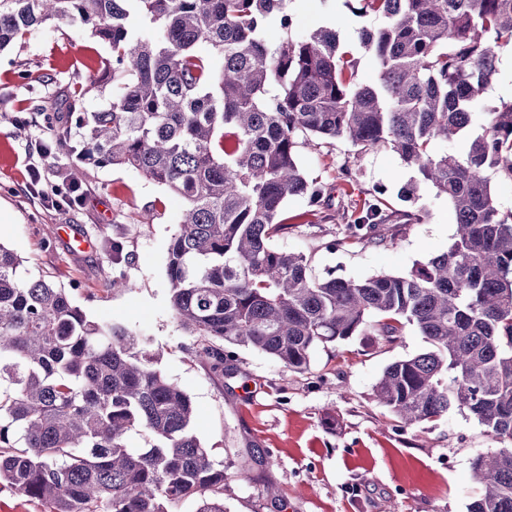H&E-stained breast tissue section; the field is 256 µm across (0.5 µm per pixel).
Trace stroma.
<instances>
[{"label":"stroma","mask_w":512,"mask_h":512,"mask_svg":"<svg viewBox=\"0 0 512 512\" xmlns=\"http://www.w3.org/2000/svg\"><path fill=\"white\" fill-rule=\"evenodd\" d=\"M287 10L295 37L332 23L349 44L365 24L346 0H288ZM496 52L498 73L472 115L475 134L483 132L486 112L512 98V47ZM109 54L88 26L68 20L33 29L0 51V244L23 258V275L66 288L89 320L119 322L147 337L159 369L193 404L195 435L224 466L226 512H467L481 490L471 463L497 451L500 440L459 409L400 429L373 396L388 364L425 350L415 328L393 343L355 336L317 347L302 374L228 345L231 372H215L190 358L197 339L169 308L167 249L181 200L135 169L91 166L83 199L65 202L63 172L74 158L38 152L50 138L46 109L65 110L70 93ZM299 159L307 178L333 193L314 215L307 199L290 198L288 227L273 244L307 254L316 275L404 273L447 251L455 228L447 198L424 183L414 200H403L402 187L418 174L391 148L363 152L338 138L300 149ZM380 186L392 207L416 214V222L391 225L368 243L331 247L338 214L361 209ZM44 190L53 191V203L42 200ZM68 226L91 241L89 250L71 247ZM115 239L125 254L118 264L109 252ZM111 279L121 287H108ZM270 485L273 500L264 493Z\"/></svg>","instance_id":"stroma-1"}]
</instances>
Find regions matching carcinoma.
Here are the masks:
<instances>
[{
  "label": "carcinoma",
  "instance_id": "carcinoma-1",
  "mask_svg": "<svg viewBox=\"0 0 512 512\" xmlns=\"http://www.w3.org/2000/svg\"><path fill=\"white\" fill-rule=\"evenodd\" d=\"M286 2L0 0V50L55 20L110 46L40 149L76 155L72 187L87 166H124L184 199L167 278L176 318L203 340L195 357L222 373L224 345L251 347L304 373L319 345L372 333L393 343L411 326L427 349L385 368L378 403L403 427L466 410L512 442V209L491 187L493 176L512 184V98L465 151H434L463 135L492 83L493 44H512V0H348L356 16L382 19L354 49L331 25L269 43V22L288 31ZM359 51L378 60L373 85L357 79ZM92 91L108 105L83 112ZM314 138L393 148L448 198V250L356 280L315 277L305 254L274 247L289 198L323 205L325 188L298 160ZM384 195L341 216L343 239L370 242L413 219ZM21 265L0 244V482L53 512H175L188 499L225 512L224 466L145 337L89 320ZM135 433L145 447L128 446ZM472 469L481 492L468 512H512V445Z\"/></svg>",
  "mask_w": 512,
  "mask_h": 512
}]
</instances>
